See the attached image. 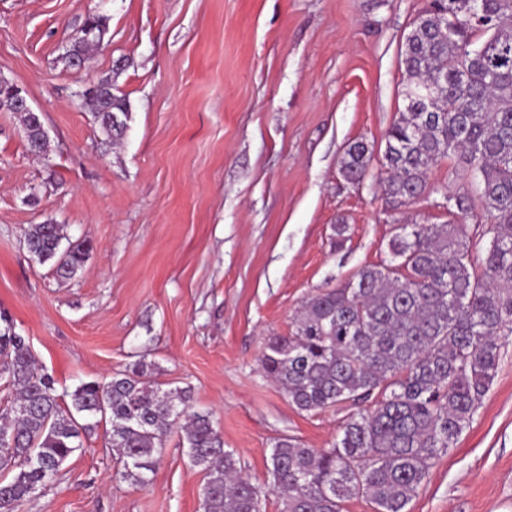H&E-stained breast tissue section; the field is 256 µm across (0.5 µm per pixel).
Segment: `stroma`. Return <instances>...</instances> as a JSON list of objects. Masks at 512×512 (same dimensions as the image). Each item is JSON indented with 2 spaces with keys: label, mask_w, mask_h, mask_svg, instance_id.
<instances>
[{
  "label": "stroma",
  "mask_w": 512,
  "mask_h": 512,
  "mask_svg": "<svg viewBox=\"0 0 512 512\" xmlns=\"http://www.w3.org/2000/svg\"><path fill=\"white\" fill-rule=\"evenodd\" d=\"M425 0H0V76L42 115L45 156L19 114L0 112V313L26 336L58 393L151 362L187 387L241 469L267 488L289 438L331 447L349 406L298 410L259 366L318 292L389 263L393 222L373 177L341 165L362 140L381 160L402 110L400 49ZM108 18L81 72L61 56L86 16ZM111 77L130 104L110 143L79 92ZM404 207L441 224L440 191L466 189L456 160ZM62 224L90 241L74 277L38 263L24 237ZM348 226L336 247V226ZM104 428L84 436L20 512H203L204 475L172 431L149 488L113 480ZM408 512H512V344L472 422Z\"/></svg>",
  "instance_id": "1"
}]
</instances>
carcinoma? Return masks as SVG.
<instances>
[{
    "instance_id": "carcinoma-1",
    "label": "carcinoma",
    "mask_w": 512,
    "mask_h": 512,
    "mask_svg": "<svg viewBox=\"0 0 512 512\" xmlns=\"http://www.w3.org/2000/svg\"><path fill=\"white\" fill-rule=\"evenodd\" d=\"M428 0L400 51L405 108L385 133L378 180L394 212L430 191L428 175L454 158L470 188L449 193L458 221L403 224L393 219L387 264L365 266L348 282L311 297L288 336H271L260 366L300 411L347 404L351 412L329 448L283 439L269 472L282 512H342L364 497L374 512H407L430 469L454 447L498 374L512 337V0ZM108 28L91 13L63 58L89 55L88 29ZM82 99L111 142L129 118L112 77L84 86ZM27 143L42 121L23 112ZM372 151L351 143L342 163L348 180L369 172ZM486 221L487 245L466 221ZM64 226L30 225L29 254L54 261L69 279L90 251L84 242L59 253ZM144 363L57 394L26 337L0 325V512L22 503L58 477L83 447L82 436L110 424L115 478L140 488L153 482L165 442L178 428L194 466L204 473L203 512H261L262 487L243 476L210 416L191 410L190 392L165 390Z\"/></svg>"
}]
</instances>
